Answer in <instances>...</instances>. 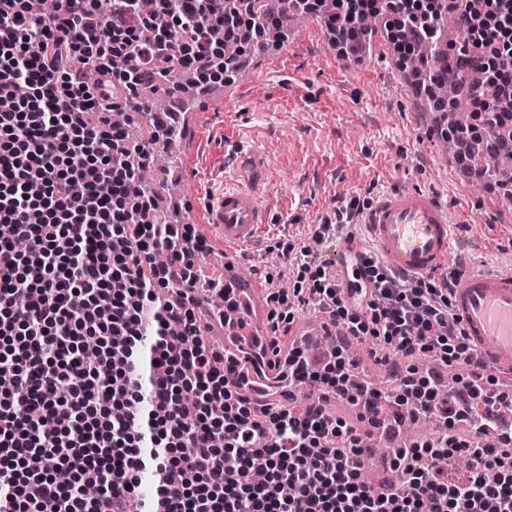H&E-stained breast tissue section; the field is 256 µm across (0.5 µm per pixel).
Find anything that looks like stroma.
I'll list each match as a JSON object with an SVG mask.
<instances>
[{"mask_svg":"<svg viewBox=\"0 0 512 512\" xmlns=\"http://www.w3.org/2000/svg\"><path fill=\"white\" fill-rule=\"evenodd\" d=\"M293 33L280 47L250 54L251 79L233 75L223 101L183 128L173 182L190 206L177 222L200 223L212 176L234 181L229 154L234 145H251L258 127L270 159L263 188L272 211L261 240L235 255L244 275L280 272L292 284L280 243L310 242L341 199L357 198L365 211L406 188L431 192L447 208L456 240L450 269H507L512 210L496 205L495 190L466 178L444 153L447 126L391 49L377 46L363 61L337 56L327 28L312 16Z\"/></svg>","mask_w":512,"mask_h":512,"instance_id":"1","label":"stroma"}]
</instances>
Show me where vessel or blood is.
I'll return each mask as SVG.
<instances>
[{"label":"vessel or blood","mask_w":512,"mask_h":512,"mask_svg":"<svg viewBox=\"0 0 512 512\" xmlns=\"http://www.w3.org/2000/svg\"><path fill=\"white\" fill-rule=\"evenodd\" d=\"M241 182L205 201L202 222L210 237L224 247L225 256L254 244L269 223L270 207L264 200V176L269 158L259 147L240 152ZM362 224L377 258L394 273L442 277L454 249L451 220L431 193L401 189L381 196L363 215ZM252 319L244 335L261 326L264 287L245 285ZM452 303L460 326L489 372L512 375V269L461 270ZM262 377L253 378L251 391L262 401L279 399L275 358H266Z\"/></svg>","instance_id":"vessel-or-blood-1"}]
</instances>
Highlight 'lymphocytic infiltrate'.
<instances>
[{
  "label": "lymphocytic infiltrate",
  "mask_w": 512,
  "mask_h": 512,
  "mask_svg": "<svg viewBox=\"0 0 512 512\" xmlns=\"http://www.w3.org/2000/svg\"><path fill=\"white\" fill-rule=\"evenodd\" d=\"M0 0V512H129L152 473L145 512H512V398L476 359L452 309L454 277H404L363 250L341 262L302 245L283 254L298 283L266 272L267 330L243 360L207 339L238 307L233 288L199 265L209 252L193 224H157L141 174L151 143L132 141L116 113L134 110L168 139L178 114L155 111L148 84L178 69L196 97L240 65L226 55L277 46L280 15L321 18L340 53L363 42L366 0ZM399 59L461 14L466 136L512 161V0H387ZM313 312L354 346L312 363L286 341ZM431 354L420 371L411 360ZM278 356L289 381L319 388L303 408L247 394L251 367ZM388 365L393 387L356 375L357 355ZM356 409L354 420L330 402ZM430 437L392 449L400 485L376 486L361 459L406 421ZM466 461L463 480L448 466ZM69 469L70 485L55 470ZM99 489L97 499L84 485Z\"/></svg>",
  "instance_id": "lymphocytic-infiltrate-1"
}]
</instances>
